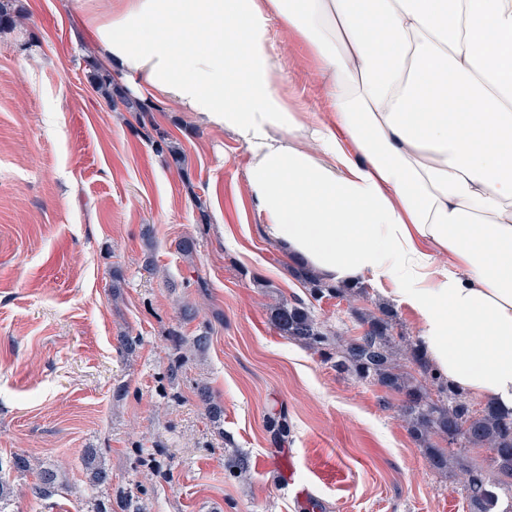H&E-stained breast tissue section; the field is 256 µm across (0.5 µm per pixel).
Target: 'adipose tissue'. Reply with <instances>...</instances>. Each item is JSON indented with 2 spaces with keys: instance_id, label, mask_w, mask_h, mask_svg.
Returning <instances> with one entry per match:
<instances>
[{
  "instance_id": "1",
  "label": "adipose tissue",
  "mask_w": 512,
  "mask_h": 512,
  "mask_svg": "<svg viewBox=\"0 0 512 512\" xmlns=\"http://www.w3.org/2000/svg\"><path fill=\"white\" fill-rule=\"evenodd\" d=\"M99 63L245 145L265 235L333 284L385 281L435 369L512 411V0H116ZM329 106L278 90L270 31ZM271 38L283 76L279 91L290 93L314 112H328L323 81L315 70L309 50L298 44L287 28L276 22L271 27Z\"/></svg>"
}]
</instances>
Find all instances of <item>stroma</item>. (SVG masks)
Returning a JSON list of instances; mask_svg holds the SVG:
<instances>
[{
    "label": "stroma",
    "instance_id": "35a3bbf8",
    "mask_svg": "<svg viewBox=\"0 0 512 512\" xmlns=\"http://www.w3.org/2000/svg\"><path fill=\"white\" fill-rule=\"evenodd\" d=\"M103 2L0 0L25 17L0 30V458L33 466L0 473L9 512H469L460 471L431 466L397 394L272 325V306L309 294L262 231L237 136L161 99L135 118L90 84L80 19ZM271 38L280 92L327 112L309 50L277 23ZM160 132L180 158L157 151ZM381 305L417 340L382 282L315 312L356 336L352 307ZM92 450L109 485L89 481ZM237 456L249 469L232 477ZM41 467L65 473L48 504L27 492Z\"/></svg>",
    "mask_w": 512,
    "mask_h": 512
}]
</instances>
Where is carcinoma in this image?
Listing matches in <instances>:
<instances>
[{
	"mask_svg": "<svg viewBox=\"0 0 512 512\" xmlns=\"http://www.w3.org/2000/svg\"><path fill=\"white\" fill-rule=\"evenodd\" d=\"M91 80L112 99L111 73L98 69ZM296 276L315 301L353 297L363 291L361 285L330 284L304 266L296 268ZM354 315L362 332L343 338L316 318L311 304L282 301L271 308L272 321L283 335L319 353L325 361H335L336 369L402 397L401 414L433 468L443 472L454 463L462 470L470 512H512V413L501 411L491 401L475 411L464 393L443 381L419 342L405 337L395 340L394 315L389 309H356ZM441 435L448 438L446 448L433 442ZM471 447L496 450L490 461L499 477H491L482 465L464 462L462 450ZM63 484L59 472L42 470L29 490L37 499H49Z\"/></svg>",
	"mask_w": 512,
	"mask_h": 512,
	"instance_id": "carcinoma-1",
	"label": "carcinoma"
}]
</instances>
